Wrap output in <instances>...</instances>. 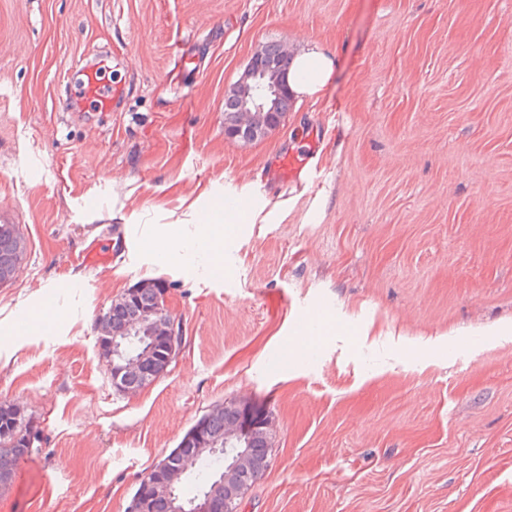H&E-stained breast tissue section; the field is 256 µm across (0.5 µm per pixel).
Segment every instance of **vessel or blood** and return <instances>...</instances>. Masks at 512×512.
<instances>
[{
  "mask_svg": "<svg viewBox=\"0 0 512 512\" xmlns=\"http://www.w3.org/2000/svg\"><path fill=\"white\" fill-rule=\"evenodd\" d=\"M78 81L71 88V97L75 106L91 107L100 112L111 111L122 98L123 88L112 81V57L107 53L96 54L82 59L75 68ZM251 203L239 195L224 196V225L234 229L248 216Z\"/></svg>",
  "mask_w": 512,
  "mask_h": 512,
  "instance_id": "vessel-or-blood-1",
  "label": "vessel or blood"
}]
</instances>
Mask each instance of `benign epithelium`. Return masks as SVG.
<instances>
[{
	"mask_svg": "<svg viewBox=\"0 0 512 512\" xmlns=\"http://www.w3.org/2000/svg\"><path fill=\"white\" fill-rule=\"evenodd\" d=\"M228 94L239 101L234 136L256 140L282 122L272 116L279 111L280 100L290 94L288 72L282 69L278 60L268 57L262 47L252 54ZM135 331L145 333L146 346L137 355H121L124 335ZM97 344L112 377V388L121 395L141 392L168 374L169 367L181 352L182 336L168 307L167 294L160 295L155 311L135 315L121 334L112 331L108 313H101ZM224 409H235L237 415L232 424L224 428V438L220 439L209 432L207 420L209 415ZM271 428L269 414L257 413L248 402L231 399L212 406L191 426L174 455L141 481L130 512H148L160 502L167 505L168 512H236L238 489L234 475L257 464L244 444L256 432L265 434ZM229 445L232 449L227 453L225 472L203 495L193 498L187 505L174 498L175 486L191 469Z\"/></svg>",
	"mask_w": 512,
	"mask_h": 512,
	"instance_id": "1",
	"label": "benign epithelium"
}]
</instances>
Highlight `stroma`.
<instances>
[{
  "mask_svg": "<svg viewBox=\"0 0 512 512\" xmlns=\"http://www.w3.org/2000/svg\"><path fill=\"white\" fill-rule=\"evenodd\" d=\"M272 42L337 55L333 83L228 139L224 94ZM98 50L124 95L69 109ZM285 153L307 164L284 181ZM228 192L269 223L219 273L169 256L167 225L191 241ZM0 208L27 242L0 403L37 435L0 512H125L229 399L274 422L241 512H512V0H0ZM149 278L185 341L122 396L96 317Z\"/></svg>",
  "mask_w": 512,
  "mask_h": 512,
  "instance_id": "obj_1",
  "label": "stroma"
}]
</instances>
